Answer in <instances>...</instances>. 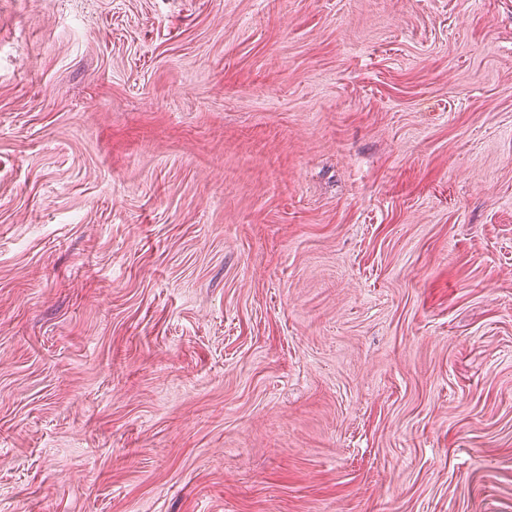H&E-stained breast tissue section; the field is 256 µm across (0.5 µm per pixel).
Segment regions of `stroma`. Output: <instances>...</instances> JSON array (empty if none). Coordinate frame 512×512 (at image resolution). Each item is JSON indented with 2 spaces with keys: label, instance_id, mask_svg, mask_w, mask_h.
Wrapping results in <instances>:
<instances>
[{
  "label": "stroma",
  "instance_id": "1",
  "mask_svg": "<svg viewBox=\"0 0 512 512\" xmlns=\"http://www.w3.org/2000/svg\"><path fill=\"white\" fill-rule=\"evenodd\" d=\"M0 512H512V0H0Z\"/></svg>",
  "mask_w": 512,
  "mask_h": 512
}]
</instances>
